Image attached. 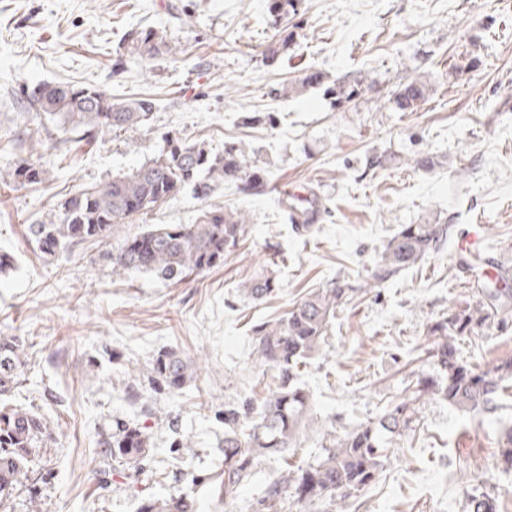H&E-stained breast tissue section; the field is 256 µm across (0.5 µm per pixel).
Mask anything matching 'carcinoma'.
<instances>
[{"label":"carcinoma","instance_id":"carcinoma-1","mask_svg":"<svg viewBox=\"0 0 512 512\" xmlns=\"http://www.w3.org/2000/svg\"><path fill=\"white\" fill-rule=\"evenodd\" d=\"M300 0H268V12L278 24L298 11ZM129 47L150 58L175 49L159 32L147 29L130 33ZM321 72L308 74L300 83L282 87L283 93L324 83ZM428 86L418 78L402 83L392 95L400 112H414L425 101ZM32 108L54 123L46 131L51 149L66 143L63 135L94 137L109 131L134 132L146 125L155 109L149 97L116 98L78 85L43 84L33 89ZM45 164L18 162L10 172L20 185L47 179ZM226 181L240 182V190L257 192L264 183L251 171L245 152L232 144L213 152L202 143L169 135L165 145L137 170L85 188L60 204V222L32 224V238L52 256L59 249L85 242L107 243L134 214H146L155 205L186 188L201 199L210 198ZM246 220L232 210L204 209L194 224H146L124 236L120 247L107 254L116 270H136L172 283L224 262L245 232ZM453 225L428 222L404 224L388 241L368 280L354 286L336 281L316 288L296 302L283 319L265 321L252 328L254 353L259 365L274 372L275 392L258 401L248 397L224 405V473L217 476L230 498L253 474L260 458L278 454L288 459L310 410L309 393L300 384V367L321 348L328 324L349 298L364 288H376L415 266L447 241ZM277 288L271 272H261L245 288L260 302ZM507 288L485 290L427 325L432 359L431 373L416 375L404 394L376 419L342 434L330 432L321 452L310 462L288 468L263 490L257 512H281L286 500L295 503L337 505L325 512H349L359 496L372 485L391 452L393 440L418 426V406L437 399L461 411L480 415L512 398V357L484 365L465 362L458 342L490 326L500 315V298ZM28 358L15 338L0 337V504L15 498L27 478L39 448L51 439L47 418L39 412L12 405L5 397L21 383ZM193 377L192 364L169 350L152 363V384L175 392ZM101 454L118 458L135 470L142 469L154 445L153 433L135 423L118 422L101 436ZM498 466L512 472V424L504 427ZM194 497L171 493L144 496L137 512H195ZM467 512H497L495 499L483 493L467 495Z\"/></svg>","mask_w":512,"mask_h":512}]
</instances>
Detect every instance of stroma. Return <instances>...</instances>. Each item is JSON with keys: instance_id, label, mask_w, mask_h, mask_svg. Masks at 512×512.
<instances>
[{"instance_id": "35a3bbf8", "label": "stroma", "mask_w": 512, "mask_h": 512, "mask_svg": "<svg viewBox=\"0 0 512 512\" xmlns=\"http://www.w3.org/2000/svg\"><path fill=\"white\" fill-rule=\"evenodd\" d=\"M184 14L189 24L179 23ZM144 26L177 53H131L127 34ZM285 38L288 51L267 64L265 50ZM314 71L331 84H359V95L334 102L316 86L275 96ZM414 77L427 82L428 97L416 111H397L390 98ZM43 83L148 95L156 108L139 131L61 145L44 182L19 185L9 178L16 161L45 150L43 121L27 106ZM168 133L216 151L243 145L265 187L255 194L229 183L205 201L184 191L126 230L192 224L207 207L238 211L246 230L224 264L174 284L113 270L105 243L41 253L30 224L56 221L69 192L136 170ZM375 156L384 166L371 165ZM421 156L435 167L418 168ZM286 193L317 195L312 234L288 221ZM430 216L457 236L482 225L497 268L468 267L449 242L347 301L302 371L313 411L294 464L319 454L327 430L381 414L411 371L428 370L427 325L512 271V0H301L279 25L267 0H0V253L13 258L0 275V336L19 337L29 360L13 404L39 409L52 428L10 512H137L145 486L156 495L194 488L197 512H256L284 467L279 456L264 457L232 499L206 482L224 465L225 403L268 393L252 326L327 283H363L400 225ZM263 270L280 287L254 302L244 286ZM170 349L192 362L195 377L157 393L147 377ZM459 349L472 364L512 356V309ZM118 419L150 427L147 468L164 479L146 483L119 460L103 465L100 434ZM509 423L512 406L474 418L426 401L357 512H466L474 488L512 512V474L499 473L495 457ZM173 424L188 447H170Z\"/></svg>"}]
</instances>
